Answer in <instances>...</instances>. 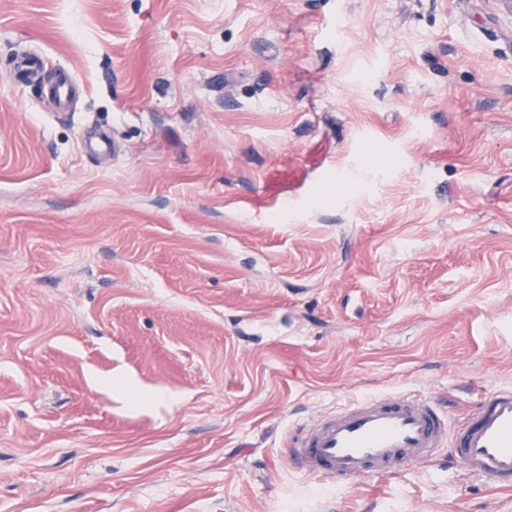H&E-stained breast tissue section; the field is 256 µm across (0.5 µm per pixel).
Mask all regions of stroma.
<instances>
[{"label": "stroma", "mask_w": 512, "mask_h": 512, "mask_svg": "<svg viewBox=\"0 0 512 512\" xmlns=\"http://www.w3.org/2000/svg\"><path fill=\"white\" fill-rule=\"evenodd\" d=\"M509 385L500 0H0V512H512L444 448L286 455L362 395ZM75 90L76 83L71 74L68 71L59 70L51 87V93L62 110L68 109Z\"/></svg>", "instance_id": "obj_1"}]
</instances>
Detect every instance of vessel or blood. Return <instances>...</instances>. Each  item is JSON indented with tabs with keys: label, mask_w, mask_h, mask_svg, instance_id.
<instances>
[{
	"label": "vessel or blood",
	"mask_w": 512,
	"mask_h": 512,
	"mask_svg": "<svg viewBox=\"0 0 512 512\" xmlns=\"http://www.w3.org/2000/svg\"><path fill=\"white\" fill-rule=\"evenodd\" d=\"M75 90L71 74L58 71L51 93L61 109H68ZM443 446L453 465L493 484L512 485V387L485 393L457 426L434 399L368 395L294 432L288 458L326 481L384 480L407 465L433 460Z\"/></svg>",
	"instance_id": "obj_1"
}]
</instances>
